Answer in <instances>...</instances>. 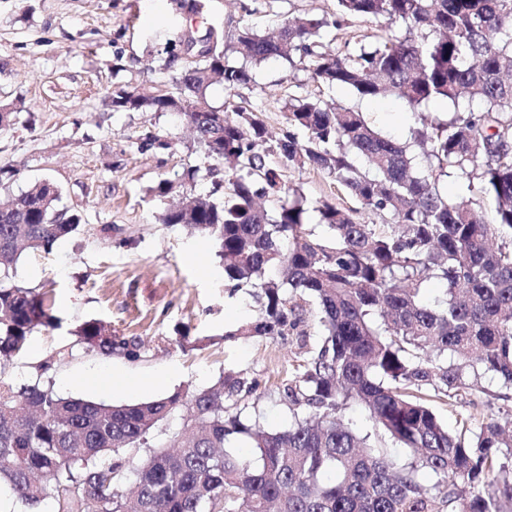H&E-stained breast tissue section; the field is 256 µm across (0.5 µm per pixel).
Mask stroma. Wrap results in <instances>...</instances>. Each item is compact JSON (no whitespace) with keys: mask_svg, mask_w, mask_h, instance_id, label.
Instances as JSON below:
<instances>
[{"mask_svg":"<svg viewBox=\"0 0 512 512\" xmlns=\"http://www.w3.org/2000/svg\"><path fill=\"white\" fill-rule=\"evenodd\" d=\"M335 9V0H206L193 21L172 0H0V105H26L0 133V166L14 171L0 179V201L46 179L59 187L63 206L84 216L78 232L52 251L23 252L16 264V284L52 293L58 325L32 334L10 370L15 383L27 382L34 366L48 360L44 379L57 393L120 405L201 389L224 372L244 371L260 383L256 412L264 427L287 422L276 388L295 358V338L225 340L226 330L256 318L257 303L225 281L211 240L157 221L172 203L154 194L159 180H179L184 169L198 166L203 175L186 189L211 194L209 159L196 151L178 117L110 112L103 102L116 80L170 85L159 60L168 40L187 28L230 32L246 25L263 33L285 16H329ZM299 85L324 101L359 104L380 132L398 141L414 122L397 96L360 102L349 89L318 88L307 72L281 61L261 64L251 86L229 91L213 84L208 100L216 107L262 105L268 133L276 138L286 127L282 103ZM147 126L171 137L172 149L141 151L137 137ZM282 174L311 202L355 205L320 171L286 167ZM89 320L111 326L113 335L140 339L139 357L104 356L77 345L74 333ZM182 333L208 343L182 350ZM88 374L97 375V383L78 385L77 377ZM124 380L138 382V389H119ZM434 408L453 430L463 417L479 421L492 410L512 411V387L488 374L460 403L438 401Z\"/></svg>","mask_w":512,"mask_h":512,"instance_id":"stroma-1","label":"stroma"}]
</instances>
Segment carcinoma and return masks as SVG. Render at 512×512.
Masks as SVG:
<instances>
[{"mask_svg": "<svg viewBox=\"0 0 512 512\" xmlns=\"http://www.w3.org/2000/svg\"><path fill=\"white\" fill-rule=\"evenodd\" d=\"M350 18L397 29L342 53L327 36ZM186 37L164 59L170 88L115 83L105 107L178 114L199 152L227 165L213 188L221 201L184 194L158 220L210 239L225 280L256 300L259 315L224 340L297 337L277 388L288 424L253 420L260 384L243 371L129 405L59 395L42 381L46 362L16 384L9 365L34 329L57 319L51 297L15 284L13 268L83 221L44 181L0 205V485L25 507L48 501L53 512H512V419L464 418L450 432L430 405L458 402L488 373L512 386V0H336L331 17L287 16L275 36L244 26L228 42L221 31L191 61L178 52ZM296 57L328 90L403 99L417 114L409 141L383 136L354 107L302 94L284 105L288 130L269 139L258 108L207 100L216 79L245 87L254 67ZM448 101L445 120L425 111ZM171 147L150 130L140 142ZM273 156L323 172L380 223L327 200L311 207ZM447 178L491 198L495 221L470 200L448 199ZM311 211L327 235L309 228ZM432 280L444 286L434 306L421 299ZM77 342L106 356L140 350L98 320L79 327ZM352 404L368 411L369 429L342 419ZM389 442L409 458L396 460ZM130 450L146 455L132 471ZM423 472L436 481L423 484Z\"/></svg>", "mask_w": 512, "mask_h": 512, "instance_id": "carcinoma-1", "label": "carcinoma"}]
</instances>
